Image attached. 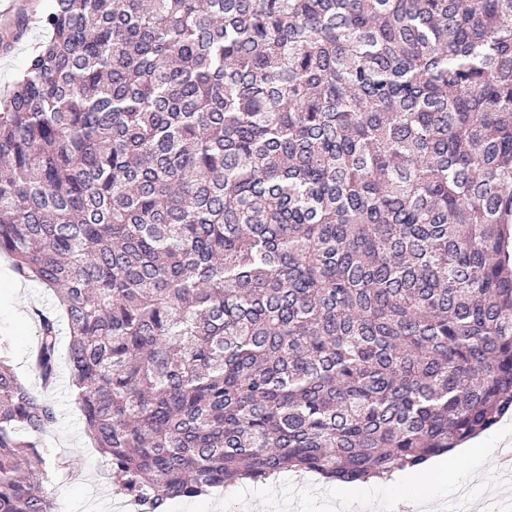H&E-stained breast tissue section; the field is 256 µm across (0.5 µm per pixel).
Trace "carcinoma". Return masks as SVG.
Segmentation results:
<instances>
[{"instance_id":"carcinoma-1","label":"carcinoma","mask_w":512,"mask_h":512,"mask_svg":"<svg viewBox=\"0 0 512 512\" xmlns=\"http://www.w3.org/2000/svg\"><path fill=\"white\" fill-rule=\"evenodd\" d=\"M0 95V512H56L67 364L146 512L418 467L512 411V0H51ZM20 16L3 42L20 40ZM21 288L19 292L13 291ZM52 290L43 285L16 279L7 259L0 256V336L10 343L9 360L19 378L39 389L40 379L31 366V349L36 337L33 309L52 311L57 308Z\"/></svg>"}]
</instances>
